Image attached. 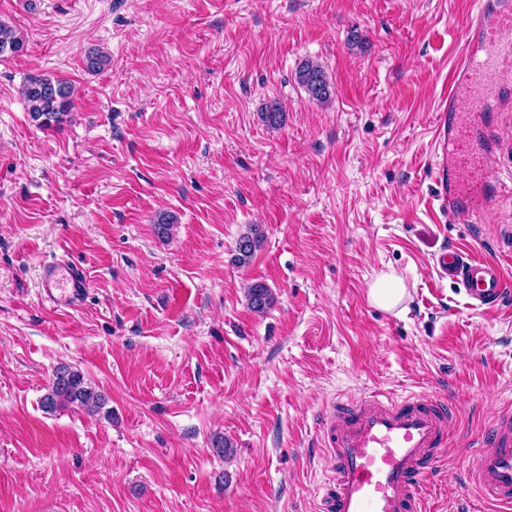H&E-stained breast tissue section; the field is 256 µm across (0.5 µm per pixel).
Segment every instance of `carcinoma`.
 Returning a JSON list of instances; mask_svg holds the SVG:
<instances>
[{"mask_svg": "<svg viewBox=\"0 0 512 512\" xmlns=\"http://www.w3.org/2000/svg\"><path fill=\"white\" fill-rule=\"evenodd\" d=\"M24 40L10 26L0 22V56L16 54L23 50ZM108 58L97 49L85 54L84 64L89 71L104 68ZM297 80L308 97L321 103L332 98V84L323 66L306 60L298 67ZM22 97L33 120L39 125L50 127L63 123L69 113L72 86L63 79L48 75H38L27 79L23 85ZM264 241L259 229L250 226L236 241L234 262L246 266ZM248 304L256 312L265 311L273 302L271 289L263 282L251 283L247 288ZM105 406V398L98 393L84 373L68 365L61 364L53 372L47 392L41 399V407L46 412H54L67 407H77L88 413L100 412Z\"/></svg>", "mask_w": 512, "mask_h": 512, "instance_id": "cac0c4a2", "label": "carcinoma"}]
</instances>
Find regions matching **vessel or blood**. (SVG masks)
<instances>
[{"mask_svg":"<svg viewBox=\"0 0 512 512\" xmlns=\"http://www.w3.org/2000/svg\"><path fill=\"white\" fill-rule=\"evenodd\" d=\"M511 104L512 0H475L434 122L435 193L440 209L459 223L512 197V186L489 175L506 153L496 126ZM435 262L472 306L497 308L512 296V282L496 260L451 246ZM86 286L80 265L44 268L42 291L53 307L75 306ZM449 419L447 406L426 396L396 400L374 393L332 405L322 417L320 440L336 471L318 512H423L422 475ZM468 481L493 512H512L511 411L495 417Z\"/></svg>","mask_w":512,"mask_h":512,"instance_id":"1","label":"vessel or blood"}]
</instances>
